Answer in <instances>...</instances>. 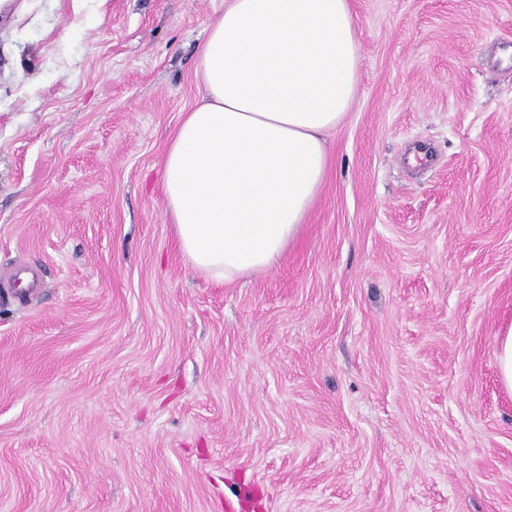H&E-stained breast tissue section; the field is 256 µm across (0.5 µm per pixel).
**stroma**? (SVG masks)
Instances as JSON below:
<instances>
[{
  "label": "stroma",
  "mask_w": 512,
  "mask_h": 512,
  "mask_svg": "<svg viewBox=\"0 0 512 512\" xmlns=\"http://www.w3.org/2000/svg\"><path fill=\"white\" fill-rule=\"evenodd\" d=\"M0 14V512H512V0H351L357 96L271 270L162 159L224 0ZM498 367L502 382L507 388L512 389V329L501 341Z\"/></svg>",
  "instance_id": "obj_1"
}]
</instances>
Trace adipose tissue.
<instances>
[{
  "label": "adipose tissue",
  "mask_w": 512,
  "mask_h": 512,
  "mask_svg": "<svg viewBox=\"0 0 512 512\" xmlns=\"http://www.w3.org/2000/svg\"><path fill=\"white\" fill-rule=\"evenodd\" d=\"M360 60L350 0H224L200 49L201 100L163 161L178 247L206 279L269 270L298 234Z\"/></svg>",
  "instance_id": "obj_1"
}]
</instances>
